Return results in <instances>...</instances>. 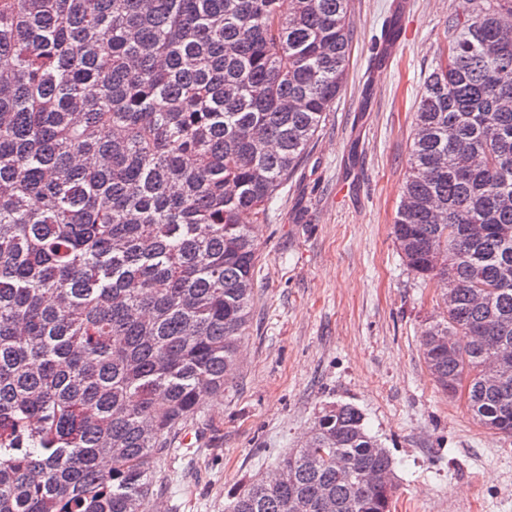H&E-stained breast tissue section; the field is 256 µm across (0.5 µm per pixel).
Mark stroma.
Listing matches in <instances>:
<instances>
[{"mask_svg":"<svg viewBox=\"0 0 512 512\" xmlns=\"http://www.w3.org/2000/svg\"><path fill=\"white\" fill-rule=\"evenodd\" d=\"M463 0H351L346 85L270 220L232 385L204 399L200 440L156 465L160 512H225L300 447L323 407L350 403L396 469V512H512V438L438 391L420 357L438 290L403 265L392 224L424 78ZM401 43L379 61L382 27Z\"/></svg>","mask_w":512,"mask_h":512,"instance_id":"obj_1","label":"stroma"}]
</instances>
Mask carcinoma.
<instances>
[{"instance_id":"obj_1","label":"carcinoma","mask_w":512,"mask_h":512,"mask_svg":"<svg viewBox=\"0 0 512 512\" xmlns=\"http://www.w3.org/2000/svg\"><path fill=\"white\" fill-rule=\"evenodd\" d=\"M350 0H0V512H151L235 378L267 219L341 91ZM425 78L392 234L435 385L512 437V0L464 3ZM229 512H391L351 404Z\"/></svg>"}]
</instances>
